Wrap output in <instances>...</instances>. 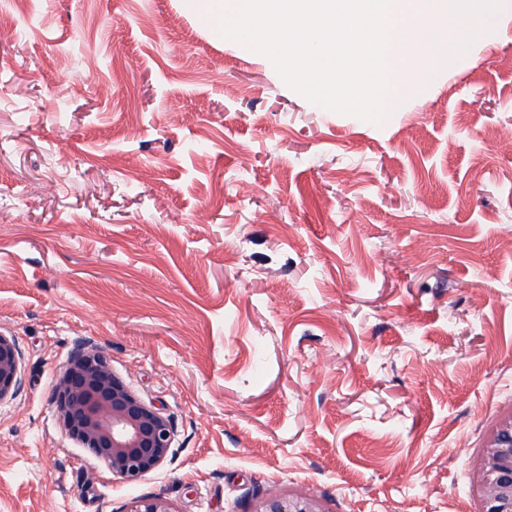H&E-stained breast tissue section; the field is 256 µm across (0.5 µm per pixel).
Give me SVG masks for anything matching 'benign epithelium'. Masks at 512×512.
<instances>
[{
    "mask_svg": "<svg viewBox=\"0 0 512 512\" xmlns=\"http://www.w3.org/2000/svg\"><path fill=\"white\" fill-rule=\"evenodd\" d=\"M15 337L0 333V401L14 396L22 379ZM64 431L112 474L133 482L160 467L172 452L171 419L144 401L98 350L76 349L53 392ZM478 490L482 512H512V415L503 419L484 449ZM123 512H175L159 495L136 498ZM252 512H325L310 493L265 497Z\"/></svg>",
    "mask_w": 512,
    "mask_h": 512,
    "instance_id": "7a95c632",
    "label": "benign epithelium"
}]
</instances>
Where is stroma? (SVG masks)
<instances>
[{
	"label": "stroma",
	"mask_w": 512,
	"mask_h": 512,
	"mask_svg": "<svg viewBox=\"0 0 512 512\" xmlns=\"http://www.w3.org/2000/svg\"><path fill=\"white\" fill-rule=\"evenodd\" d=\"M28 8L0 0L18 23L0 41V332L22 351L0 512L157 494L252 512L298 492L325 512H481L477 463L512 414V154L495 148L512 13L376 126L310 102L191 0ZM81 346L174 424L139 480L59 423Z\"/></svg>",
	"instance_id": "stroma-1"
}]
</instances>
